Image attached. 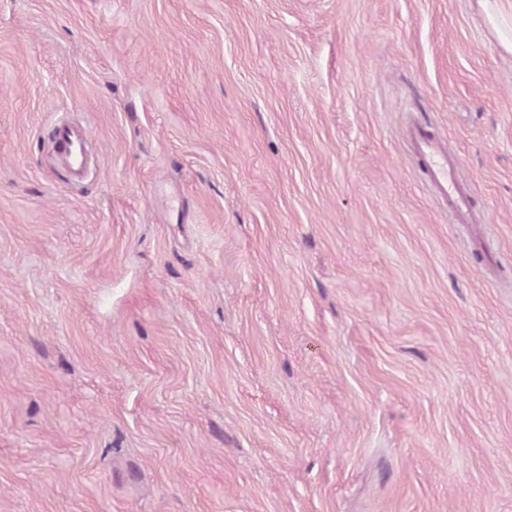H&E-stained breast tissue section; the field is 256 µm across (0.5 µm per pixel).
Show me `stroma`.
Returning a JSON list of instances; mask_svg holds the SVG:
<instances>
[{
  "label": "stroma",
  "instance_id": "stroma-1",
  "mask_svg": "<svg viewBox=\"0 0 512 512\" xmlns=\"http://www.w3.org/2000/svg\"><path fill=\"white\" fill-rule=\"evenodd\" d=\"M0 512H512V0H0ZM411 140L416 153L429 159L434 187L451 201L452 213L456 220L465 222L468 200L457 182L456 163L453 157L436 139L418 133Z\"/></svg>",
  "mask_w": 512,
  "mask_h": 512
}]
</instances>
